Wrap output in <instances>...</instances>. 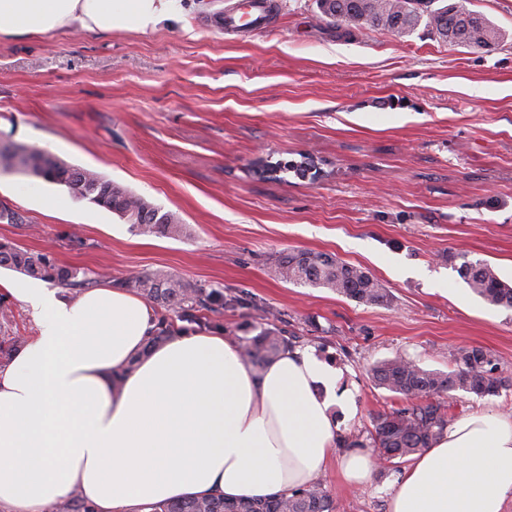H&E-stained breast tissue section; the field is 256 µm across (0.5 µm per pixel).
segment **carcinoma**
I'll return each instance as SVG.
<instances>
[{
	"instance_id": "1",
	"label": "carcinoma",
	"mask_w": 512,
	"mask_h": 512,
	"mask_svg": "<svg viewBox=\"0 0 512 512\" xmlns=\"http://www.w3.org/2000/svg\"><path fill=\"white\" fill-rule=\"evenodd\" d=\"M431 0H319L322 13L336 21L358 27L384 28L397 34L414 30L421 21L441 40L474 48H490L497 44L495 28L486 21L477 26L460 24V9H429ZM25 173L65 187L81 200L104 207L131 225L134 232L159 237L180 238L187 232L174 214L163 210L84 168L52 160L31 149L22 158ZM0 267L28 274L66 288L92 286L96 280L80 275V271L59 265L47 254L23 250L10 241L0 242ZM277 277L293 285L324 288L366 305H388L391 296L369 271L339 261L322 252L289 251L272 258ZM458 272L476 297L485 303L512 310V285L483 260L463 259ZM121 286L135 291L147 300L174 312L190 323L204 319L201 311L221 314L224 306L236 298H224L220 290L193 288L181 278L162 272L130 277ZM166 319H161L149 337L151 349L171 336ZM297 336L272 324L245 340L242 354L255 369L265 366L286 350L294 348ZM456 369L444 373L422 367L416 360L398 355L378 361L368 368L372 381L407 404L377 415L371 440L382 455L383 464H402L431 446L448 426L454 415L447 400L456 391L476 397L496 395L512 386V377L503 375L492 354L481 347H464L455 355ZM339 503L320 484L267 497L187 498L159 503L152 512H339ZM55 512H91L90 506L76 492L58 503Z\"/></svg>"
}]
</instances>
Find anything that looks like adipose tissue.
<instances>
[{"label":"adipose tissue","instance_id":"adipose-tissue-1","mask_svg":"<svg viewBox=\"0 0 512 512\" xmlns=\"http://www.w3.org/2000/svg\"><path fill=\"white\" fill-rule=\"evenodd\" d=\"M179 0H0V36L77 28L144 32ZM34 332L0 363V512H53L79 492L93 512H151L314 484L340 442L335 369L289 349L262 371L221 334L146 350L150 304L108 286L68 297L0 279ZM512 419L473 412L415 455L390 512H507Z\"/></svg>","mask_w":512,"mask_h":512}]
</instances>
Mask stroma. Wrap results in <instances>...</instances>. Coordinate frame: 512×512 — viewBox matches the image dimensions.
<instances>
[{
	"instance_id": "35a3bbf8",
	"label": "stroma",
	"mask_w": 512,
	"mask_h": 512,
	"mask_svg": "<svg viewBox=\"0 0 512 512\" xmlns=\"http://www.w3.org/2000/svg\"><path fill=\"white\" fill-rule=\"evenodd\" d=\"M234 0H181L147 32L95 37L68 29L0 37V144H16L101 176L173 213L180 238L132 232L111 211L44 200L65 187L0 172V240L120 282L147 272L220 289L242 302L209 331L252 335L264 312L343 375L351 418L367 441L374 418L401 407L366 369L397 355L449 371L464 346L488 349L512 376V311L483 302L457 272L489 262L512 281V0H438L487 20L490 50L328 23L317 0H278L275 22L229 33ZM309 153L321 173L283 163ZM289 249L336 255L369 271L388 306L279 279ZM512 418V387L459 391L455 417ZM395 470L361 488L329 462L321 486L343 512H388Z\"/></svg>"
}]
</instances>
